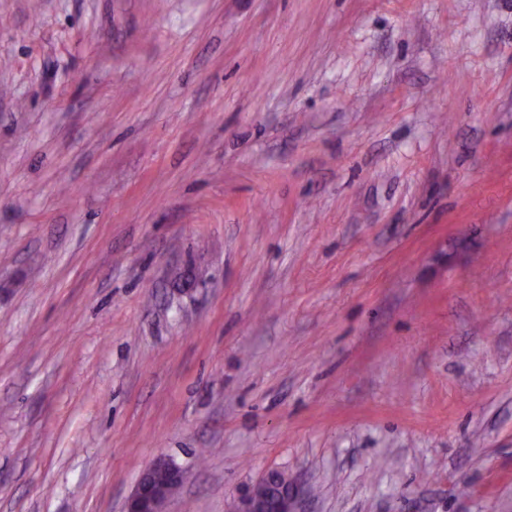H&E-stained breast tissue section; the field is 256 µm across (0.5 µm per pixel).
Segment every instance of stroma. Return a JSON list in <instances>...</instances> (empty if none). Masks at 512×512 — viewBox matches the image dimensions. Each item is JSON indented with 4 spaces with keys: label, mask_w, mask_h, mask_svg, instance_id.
<instances>
[{
    "label": "stroma",
    "mask_w": 512,
    "mask_h": 512,
    "mask_svg": "<svg viewBox=\"0 0 512 512\" xmlns=\"http://www.w3.org/2000/svg\"><path fill=\"white\" fill-rule=\"evenodd\" d=\"M512 512V0H0V512ZM157 474L170 475L178 479L179 484L184 479L183 469L178 464L166 458H158L141 473L127 501V512H157L162 507L169 493L166 484L157 480ZM179 484L170 487V496L176 492ZM266 477L267 474L237 500L232 512H266L267 505L260 493L261 485Z\"/></svg>",
    "instance_id": "1"
}]
</instances>
